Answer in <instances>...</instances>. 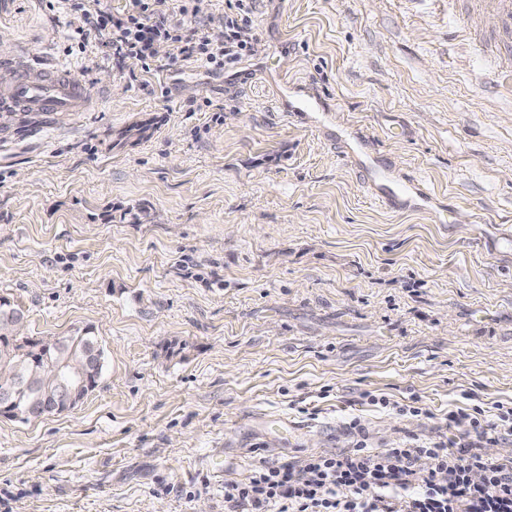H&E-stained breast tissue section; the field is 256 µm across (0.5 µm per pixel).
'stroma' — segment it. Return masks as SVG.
Wrapping results in <instances>:
<instances>
[{"instance_id":"obj_1","label":"stroma","mask_w":512,"mask_h":512,"mask_svg":"<svg viewBox=\"0 0 512 512\" xmlns=\"http://www.w3.org/2000/svg\"><path fill=\"white\" fill-rule=\"evenodd\" d=\"M242 86L159 53L76 50L0 0V55L84 78L94 109L0 142V300L24 332L93 328L73 410L0 416V512H224L259 459L458 435L512 403V61L479 0H257ZM426 181L447 223L385 213L281 84ZM386 396L387 407L362 393ZM418 404V414H400Z\"/></svg>"}]
</instances>
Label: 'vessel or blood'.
<instances>
[{"label":"vessel or blood","instance_id":"vessel-or-blood-1","mask_svg":"<svg viewBox=\"0 0 512 512\" xmlns=\"http://www.w3.org/2000/svg\"><path fill=\"white\" fill-rule=\"evenodd\" d=\"M92 95L86 84L71 73L56 69L34 68L30 61L0 56V112L20 115L26 125L57 120L70 112H86ZM281 110L286 117L307 119L327 125L331 107L311 96L283 92ZM330 137L344 146L373 198L392 212L433 209L434 195L423 180L394 175L370 137L347 127L331 129Z\"/></svg>","mask_w":512,"mask_h":512}]
</instances>
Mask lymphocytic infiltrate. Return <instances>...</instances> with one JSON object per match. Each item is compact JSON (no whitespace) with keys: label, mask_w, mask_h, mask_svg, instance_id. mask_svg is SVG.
Here are the masks:
<instances>
[{"label":"lymphocytic infiltrate","mask_w":512,"mask_h":512,"mask_svg":"<svg viewBox=\"0 0 512 512\" xmlns=\"http://www.w3.org/2000/svg\"><path fill=\"white\" fill-rule=\"evenodd\" d=\"M46 2L75 15L81 45L109 47L145 72L162 47L219 76L255 53L256 0H225L220 16L207 0H186V24L170 20L169 0H122L115 9L104 0ZM449 420L468 428L453 437L409 436L379 451L370 446L369 430L352 422V448L287 464L264 460L245 478L225 481L224 512H512V463L490 461L483 452L489 434L512 436V406H499L491 422L477 408Z\"/></svg>","instance_id":"obj_1"}]
</instances>
